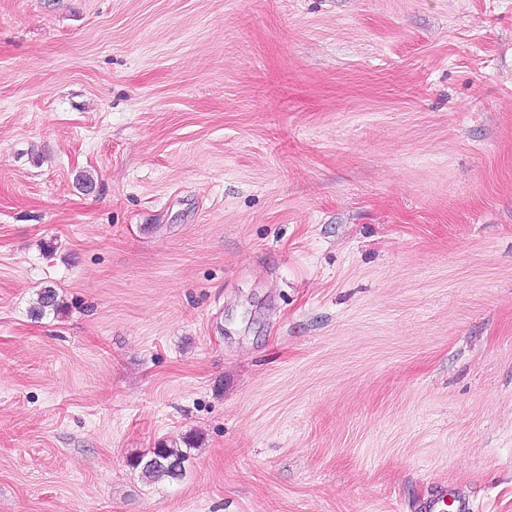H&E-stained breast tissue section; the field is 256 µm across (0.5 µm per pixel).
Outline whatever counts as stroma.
I'll return each mask as SVG.
<instances>
[{"label":"stroma","mask_w":512,"mask_h":512,"mask_svg":"<svg viewBox=\"0 0 512 512\" xmlns=\"http://www.w3.org/2000/svg\"><path fill=\"white\" fill-rule=\"evenodd\" d=\"M441 483L512 512V0H0V512ZM62 305L57 290L52 286H45L37 293L35 302L29 307L28 315L34 320H41L49 314H60ZM186 457V452L162 444L137 457L133 466L140 469L149 483L178 480L183 475Z\"/></svg>","instance_id":"1"}]
</instances>
